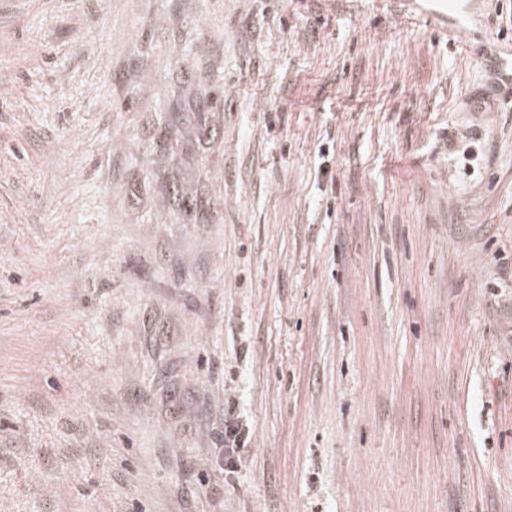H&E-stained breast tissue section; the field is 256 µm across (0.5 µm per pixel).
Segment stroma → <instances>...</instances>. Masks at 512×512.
Masks as SVG:
<instances>
[{
    "label": "stroma",
    "mask_w": 512,
    "mask_h": 512,
    "mask_svg": "<svg viewBox=\"0 0 512 512\" xmlns=\"http://www.w3.org/2000/svg\"><path fill=\"white\" fill-rule=\"evenodd\" d=\"M490 84L397 0H0V512H512Z\"/></svg>",
    "instance_id": "obj_1"
}]
</instances>
